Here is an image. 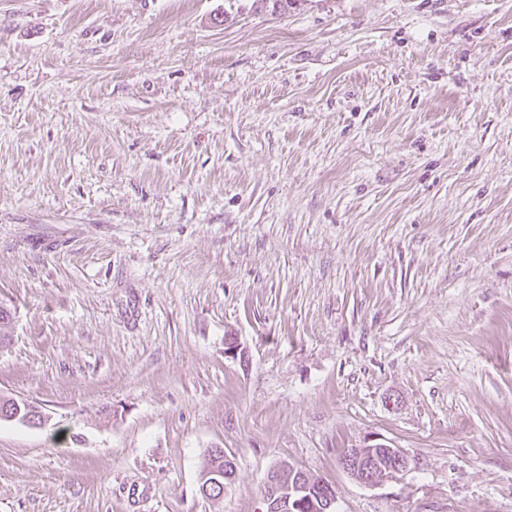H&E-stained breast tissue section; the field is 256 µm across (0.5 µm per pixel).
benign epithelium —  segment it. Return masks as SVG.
<instances>
[{
    "label": "benign epithelium",
    "instance_id": "obj_1",
    "mask_svg": "<svg viewBox=\"0 0 512 512\" xmlns=\"http://www.w3.org/2000/svg\"><path fill=\"white\" fill-rule=\"evenodd\" d=\"M7 403L12 411L0 416L4 420L19 419L31 424L36 417L44 418L33 405L13 399ZM341 464L359 482L377 486L417 469L418 461L402 448L366 443L346 449ZM265 488L270 512H335L336 494L332 486L294 465L282 463L270 471Z\"/></svg>",
    "mask_w": 512,
    "mask_h": 512
}]
</instances>
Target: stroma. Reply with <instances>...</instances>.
<instances>
[{"label":"stroma","mask_w":512,"mask_h":512,"mask_svg":"<svg viewBox=\"0 0 512 512\" xmlns=\"http://www.w3.org/2000/svg\"><path fill=\"white\" fill-rule=\"evenodd\" d=\"M0 304V512H512V0H0ZM3 402L7 401L8 406H12V411L8 412V414H1V420H13V419H19L22 422H25L27 424H31L34 421V415L35 417H39L41 420V423L37 422V425H42L45 421L44 415L39 411L35 406L30 405L25 402L19 403L16 400L13 399H4L2 398ZM0 399V400H1ZM35 412V413H31ZM347 448L341 458L344 470L367 486L381 485L397 475L417 469L418 461L402 448H390L384 443ZM208 468L204 479L208 478L205 482H207L208 480H210V474L209 473H212V472H220V473H223L224 474V480H223V483L225 482L224 484V490L232 483V480H233V477H234V472H235V467H234V463L233 461L227 456L224 454V456H220L218 454L216 455H213L212 454V451L209 452V458H208V461H207V465L205 467V469ZM205 469L203 470V472L205 471ZM232 470H233V473H232ZM204 482V483H205ZM211 484V481H208L207 482V486H209ZM209 490H210V496L212 499H216L217 497L221 496V493H222V489L220 486H217V487H212V485L209 486ZM223 490V492H224ZM265 488L272 512H333L336 508L330 484L288 463L269 472Z\"/></svg>","instance_id":"stroma-1"}]
</instances>
